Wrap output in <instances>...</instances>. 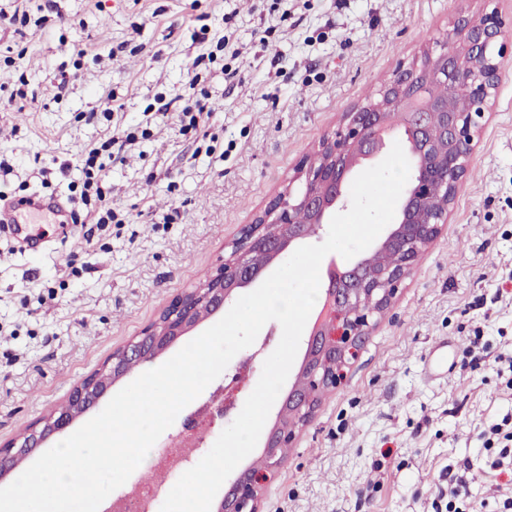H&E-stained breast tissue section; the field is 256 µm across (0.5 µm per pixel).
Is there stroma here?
I'll use <instances>...</instances> for the list:
<instances>
[{
    "mask_svg": "<svg viewBox=\"0 0 512 512\" xmlns=\"http://www.w3.org/2000/svg\"><path fill=\"white\" fill-rule=\"evenodd\" d=\"M59 15L18 35L0 20V196L39 191L66 200L73 220L45 225V248L19 253L0 223V444L65 403L72 389L133 340L171 300L205 281L245 224L281 190L344 113L419 61L458 18L495 10L509 49L456 202L365 343L296 434L268 479L262 512H506L512 467V0H56ZM223 51L194 39L201 25ZM84 41L114 60L74 61ZM213 60L200 61V54ZM199 78L186 88L187 69ZM71 79L58 92L62 73ZM37 100L8 105L19 76ZM210 111L200 133L180 132L181 102ZM169 112L154 115L157 97ZM114 99L120 108L104 117ZM147 131L113 163L107 184L120 223L90 224L78 171L61 161L116 130ZM282 336L264 325L215 379L245 381L220 417L202 392L209 451L241 412ZM448 371L429 379L434 349ZM458 495L444 498L449 479Z\"/></svg>",
    "mask_w": 512,
    "mask_h": 512,
    "instance_id": "1",
    "label": "stroma"
}]
</instances>
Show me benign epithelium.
<instances>
[{
  "label": "benign epithelium",
  "instance_id": "7a95c632",
  "mask_svg": "<svg viewBox=\"0 0 512 512\" xmlns=\"http://www.w3.org/2000/svg\"><path fill=\"white\" fill-rule=\"evenodd\" d=\"M503 28L495 12L456 21L447 43L429 47L422 62L399 69L377 98L346 113L343 124L321 141L315 157L300 161L288 187L270 196L242 229L229 256L208 280L177 295L136 340L114 351L100 370L75 386L67 402L40 426L0 444V481L138 365L157 358L257 284L274 262L312 238L321 239L336 212L347 207L354 174L376 161L402 129L414 175L399 215L370 254L327 267V286L309 329L303 362L265 436L264 472L254 467L241 471L213 510L260 512L266 474L281 466L296 431L313 415L323 393L343 377L370 321L388 307L420 255L448 223L474 136L497 87ZM442 81L463 85L470 108L460 111L431 95L433 84ZM397 114L403 116L399 123Z\"/></svg>",
  "mask_w": 512,
  "mask_h": 512
}]
</instances>
